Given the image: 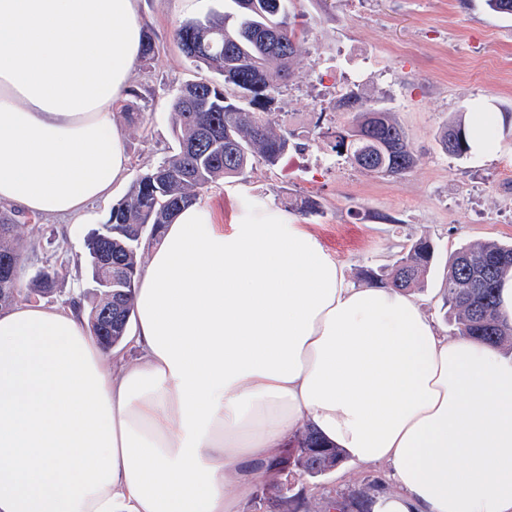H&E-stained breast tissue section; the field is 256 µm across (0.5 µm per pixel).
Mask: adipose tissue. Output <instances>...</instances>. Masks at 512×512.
<instances>
[{
    "label": "adipose tissue",
    "instance_id": "adipose-tissue-1",
    "mask_svg": "<svg viewBox=\"0 0 512 512\" xmlns=\"http://www.w3.org/2000/svg\"><path fill=\"white\" fill-rule=\"evenodd\" d=\"M142 35L138 0H0V207L79 217L110 195ZM505 124L466 113L473 151ZM135 307L141 356L115 368L71 307L0 310V512H240L302 423L389 466L373 512H512V356L350 284L288 214L183 210Z\"/></svg>",
    "mask_w": 512,
    "mask_h": 512
}]
</instances>
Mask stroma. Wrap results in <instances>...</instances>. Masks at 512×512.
<instances>
[{
	"mask_svg": "<svg viewBox=\"0 0 512 512\" xmlns=\"http://www.w3.org/2000/svg\"><path fill=\"white\" fill-rule=\"evenodd\" d=\"M138 7L160 52L136 64L131 91L114 109L129 157L125 179L89 206L80 223L18 216L21 276L55 264V305L77 299L91 308L85 236L176 145L171 101L205 72L173 43V28L234 9L232 0H139ZM293 9L304 25L302 52L293 78L266 110L302 135L276 166L257 164L244 179L213 184L199 204L224 225L258 205L295 217L355 284L362 283V270L389 272L413 241L429 237L434 262L413 296L440 334L455 339L443 288L448 257L466 244L512 242V138L502 139L495 155L455 159L442 152L439 136L459 112H512V16L490 12L484 0H295ZM352 91L389 109L408 133L417 163L403 178L363 174L333 150L330 130L349 119L338 102ZM130 112L147 113V125L130 124ZM307 197L320 203L319 214L299 215L296 206ZM388 474L384 465L344 461L321 476L292 479L282 501L271 492L279 477L261 472L246 512H329L338 494L364 489L375 498L389 490Z\"/></svg>",
	"mask_w": 512,
	"mask_h": 512,
	"instance_id": "1",
	"label": "stroma"
}]
</instances>
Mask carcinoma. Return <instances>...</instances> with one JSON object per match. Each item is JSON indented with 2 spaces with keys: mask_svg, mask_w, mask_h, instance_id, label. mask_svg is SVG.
Segmentation results:
<instances>
[{
  "mask_svg": "<svg viewBox=\"0 0 512 512\" xmlns=\"http://www.w3.org/2000/svg\"><path fill=\"white\" fill-rule=\"evenodd\" d=\"M235 20L213 16L180 24L173 42L196 67L210 76L180 88L171 102L176 149L141 174L127 194L112 205L107 223L87 239L86 262L97 288L89 312L91 332L107 350L127 336L134 314V288L141 272L138 249L144 236L156 240L183 209L199 202L213 184L242 178L253 164L275 165L290 148L295 131L279 127L263 106L288 79L301 54L298 14L293 0H233ZM342 107L351 121L334 132L333 150L362 173L400 179L415 165L412 143L392 113L368 105L352 93ZM446 154L471 152L464 120L448 123L440 134ZM24 244L17 224L0 211V261L11 273L0 274V307L34 294L48 298L57 269L47 266L25 284L21 278ZM434 246L417 239L402 254L385 285L421 289L431 267ZM512 271V244L494 241L460 248L448 258L445 295L455 310L457 333L499 348L512 347V324L496 310L500 279ZM342 449L327 444L313 429L298 431L280 472L315 478L336 468ZM365 490L336 500L334 512H370Z\"/></svg>",
  "mask_w": 512,
  "mask_h": 512,
  "instance_id": "cac0c4a2",
  "label": "carcinoma"
}]
</instances>
